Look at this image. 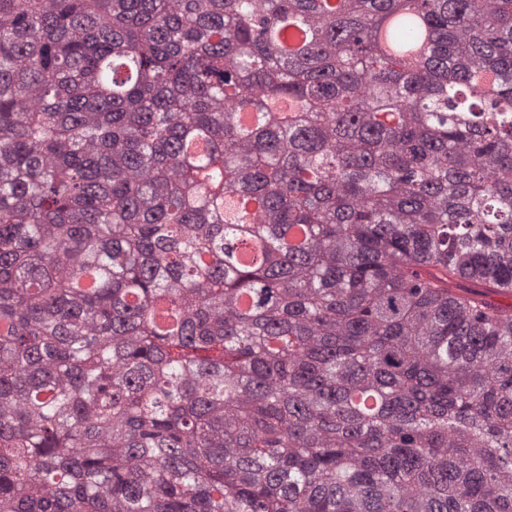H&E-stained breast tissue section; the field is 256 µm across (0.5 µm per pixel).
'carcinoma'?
<instances>
[{"mask_svg": "<svg viewBox=\"0 0 512 512\" xmlns=\"http://www.w3.org/2000/svg\"><path fill=\"white\" fill-rule=\"evenodd\" d=\"M505 295L512 0H0V512H512Z\"/></svg>", "mask_w": 512, "mask_h": 512, "instance_id": "1", "label": "carcinoma"}]
</instances>
